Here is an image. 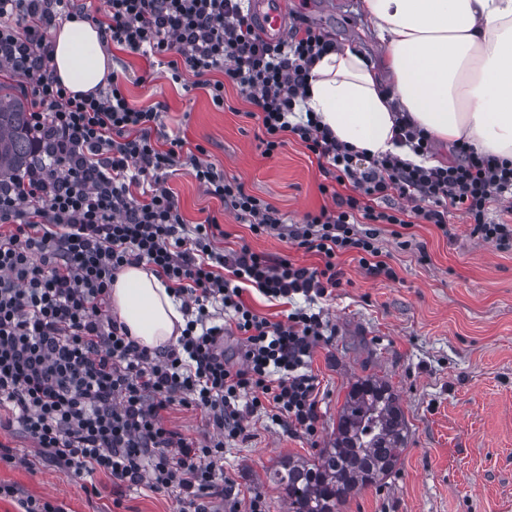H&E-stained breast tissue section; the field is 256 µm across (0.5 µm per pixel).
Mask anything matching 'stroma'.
<instances>
[{
	"label": "stroma",
	"mask_w": 512,
	"mask_h": 512,
	"mask_svg": "<svg viewBox=\"0 0 512 512\" xmlns=\"http://www.w3.org/2000/svg\"><path fill=\"white\" fill-rule=\"evenodd\" d=\"M361 0H288L339 45L379 62L382 45L360 8ZM123 89L137 108L162 105L166 131L202 145L205 159L226 180H238L273 205L285 223H301L328 202L319 191L325 178L300 141L262 153L251 104L233 84L224 105H213L192 74L173 83L166 66H150L128 49L107 46ZM150 74L147 83L138 78ZM186 223L217 217L224 231L214 242L230 250L249 244L259 253L314 266L318 256L292 247L277 234H253L230 206L206 194L187 164L164 178ZM454 237L432 224L412 229L409 245L382 232L379 246L395 280L374 278L357 260L340 259L341 288L323 302L336 334L317 345L310 368L317 385L316 436L250 418L243 439L224 449V474L233 480L245 512L261 496L266 512H287L273 473L288 457H314L326 447L351 384L372 375L398 395L409 428L395 471L377 488L351 494L343 512H512V251H500L471 235L468 219L451 214ZM0 483L17 488L0 499V512H21L25 498L48 499L63 512H174L172 496L145 489L116 490L97 476L89 495L68 473L40 459L31 465L0 461Z\"/></svg>",
	"instance_id": "35a3bbf8"
}]
</instances>
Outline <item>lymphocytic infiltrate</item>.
Masks as SVG:
<instances>
[{"label": "lymphocytic infiltrate", "mask_w": 512, "mask_h": 512, "mask_svg": "<svg viewBox=\"0 0 512 512\" xmlns=\"http://www.w3.org/2000/svg\"><path fill=\"white\" fill-rule=\"evenodd\" d=\"M105 21L70 0H0V70L19 75L31 97L29 131L39 150L24 173L0 184V409L37 456L65 469L86 494L95 474L113 486L173 495L178 512H214L224 444L264 416L307 436L319 427L312 351L335 334L318 299L341 287L338 259L354 255L374 278L395 279L377 244L381 226L395 238L413 225H436L453 237L451 211L496 248L512 247V222L492 221L512 203V164L454 144L453 162L426 167L394 154L366 158L340 142L316 116L290 117L305 99L311 71L337 45L305 17L275 44L257 33L248 0H105ZM81 15L97 22L106 43L145 58L167 57L173 80L204 78L215 106L232 82L257 109L264 155L285 135L313 153L331 206L284 224L270 203L224 180L201 159L205 149L180 136L154 141L157 108L130 105L120 77L94 94H73L51 68L50 29ZM187 157L206 192L247 219L253 234L279 231L319 257L313 267L273 258L248 244L222 253L213 245L217 217L184 222L161 175ZM143 263L182 303L175 344H137L111 314L110 290L121 268ZM252 286L288 304L282 321L245 301ZM241 338L238 360L224 336ZM204 414L213 436L197 440L168 429L171 405Z\"/></svg>", "instance_id": "f902f5d3"}]
</instances>
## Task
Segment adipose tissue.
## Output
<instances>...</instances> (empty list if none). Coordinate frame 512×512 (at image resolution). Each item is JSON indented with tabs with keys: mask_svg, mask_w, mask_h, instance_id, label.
<instances>
[{
	"mask_svg": "<svg viewBox=\"0 0 512 512\" xmlns=\"http://www.w3.org/2000/svg\"><path fill=\"white\" fill-rule=\"evenodd\" d=\"M384 47V68L345 48L312 69L300 108L336 138L379 157L395 147L397 115L434 140H465L512 161V0H362ZM100 31L74 19L52 34L55 76L72 93L101 89L110 72ZM113 315L140 345L160 349L185 326L181 302L145 264L115 277Z\"/></svg>",
	"mask_w": 512,
	"mask_h": 512,
	"instance_id": "1",
	"label": "adipose tissue"
}]
</instances>
